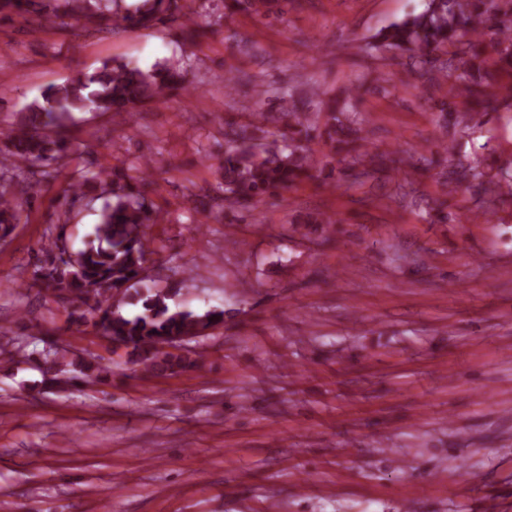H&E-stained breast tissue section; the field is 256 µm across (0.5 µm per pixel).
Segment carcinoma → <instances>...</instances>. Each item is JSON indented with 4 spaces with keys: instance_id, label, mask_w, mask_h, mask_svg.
<instances>
[{
    "instance_id": "cac0c4a2",
    "label": "carcinoma",
    "mask_w": 512,
    "mask_h": 512,
    "mask_svg": "<svg viewBox=\"0 0 512 512\" xmlns=\"http://www.w3.org/2000/svg\"><path fill=\"white\" fill-rule=\"evenodd\" d=\"M269 0H224V28L232 30L234 16L242 10L264 15ZM180 10L179 0H142L127 6L123 0H0V14L37 16L45 24L69 19L74 34L80 25L112 23V28L145 26ZM370 49L402 59L403 71L412 72L410 84L402 71L392 72L389 86H413L429 97L437 113L443 140L437 153L446 157L448 178L466 184L479 196L474 216L490 213L499 190H512V170L490 174L478 165L456 157L455 137L472 128L476 116L509 112L512 107L486 95L501 71L512 74V0H427L419 14L396 21L372 37ZM191 64L162 60L143 70L130 62L106 61L95 72L79 73L64 83L44 89L21 112L11 130L8 153L0 157V239L7 238L22 218V201L34 186L56 178L71 150L66 121L75 112H103L123 120L139 107L162 103L189 81ZM369 88L355 85L341 107L324 114L323 122L311 118L310 101L290 91L288 106L279 112L257 115L259 124L242 126L226 140L219 188L224 213L250 211L271 193L288 191L323 173L336 176L333 188L353 185L378 173L377 155L368 140L363 113L357 103ZM286 121L283 139L255 142L254 133L268 134L265 124ZM320 139L329 147L327 160L318 168L312 143ZM435 153V154H437ZM435 154H422L412 165L419 173L435 161ZM151 163L138 165L137 175L128 170L78 171L63 189L70 205L103 200L98 222L78 251L76 263L65 260L66 240L46 230L42 250L51 255L48 264L34 272V283L51 291L56 301L71 308L80 322L94 321L103 334L129 349L133 362L154 374L173 373L196 367L189 354L168 352L163 346L172 338L193 339L224 321V311L202 314L172 307L173 289L142 285L147 261L153 209L140 184ZM120 294L134 301L139 312L126 316L112 297ZM53 385L106 383L112 367L95 358L69 361L52 350L38 353Z\"/></svg>"
}]
</instances>
